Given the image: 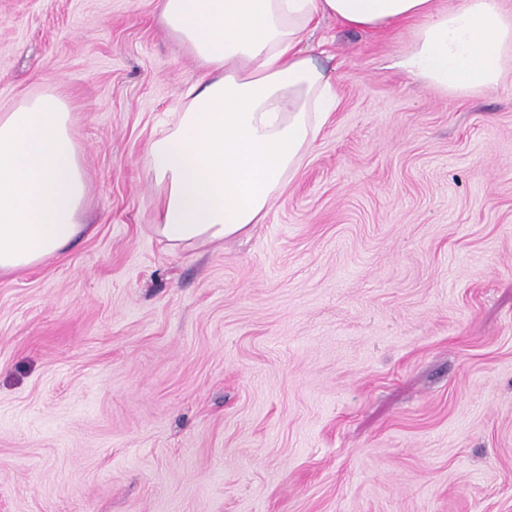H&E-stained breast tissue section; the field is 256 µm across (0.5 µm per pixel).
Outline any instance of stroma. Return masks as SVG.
Returning a JSON list of instances; mask_svg holds the SVG:
<instances>
[{
	"label": "stroma",
	"instance_id": "35a3bbf8",
	"mask_svg": "<svg viewBox=\"0 0 512 512\" xmlns=\"http://www.w3.org/2000/svg\"><path fill=\"white\" fill-rule=\"evenodd\" d=\"M409 45L320 19L302 167L173 249L147 150L200 66L155 0H0V113L67 99L89 186L0 275V512H512V76L430 89Z\"/></svg>",
	"mask_w": 512,
	"mask_h": 512
}]
</instances>
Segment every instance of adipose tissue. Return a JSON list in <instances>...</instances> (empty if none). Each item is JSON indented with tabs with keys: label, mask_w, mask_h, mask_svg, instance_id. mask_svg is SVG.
Masks as SVG:
<instances>
[{
	"label": "adipose tissue",
	"mask_w": 512,
	"mask_h": 512,
	"mask_svg": "<svg viewBox=\"0 0 512 512\" xmlns=\"http://www.w3.org/2000/svg\"><path fill=\"white\" fill-rule=\"evenodd\" d=\"M164 29L202 74L148 150L154 230L171 247L214 243L263 223L338 98L301 45L318 18L379 33L406 30L392 69L441 91L500 86L512 53L502 0H157ZM88 184L72 109L52 93L0 113V273L72 246Z\"/></svg>",
	"instance_id": "ef3b65f1"
}]
</instances>
